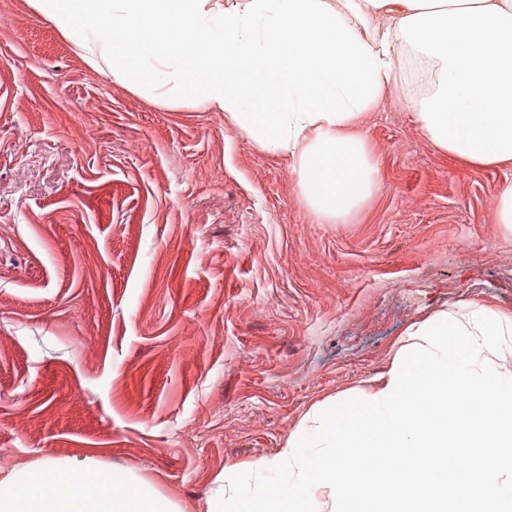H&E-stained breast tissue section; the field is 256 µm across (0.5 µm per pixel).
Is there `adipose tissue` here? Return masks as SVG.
<instances>
[{"mask_svg": "<svg viewBox=\"0 0 512 512\" xmlns=\"http://www.w3.org/2000/svg\"><path fill=\"white\" fill-rule=\"evenodd\" d=\"M91 68L190 97L291 162L317 222L380 185L357 127L397 93L424 137L477 167L512 162V0H29ZM0 512H184L148 478L44 457L0 478Z\"/></svg>", "mask_w": 512, "mask_h": 512, "instance_id": "adipose-tissue-1", "label": "adipose tissue"}]
</instances>
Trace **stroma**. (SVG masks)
Wrapping results in <instances>:
<instances>
[{
  "label": "stroma",
  "mask_w": 512,
  "mask_h": 512,
  "mask_svg": "<svg viewBox=\"0 0 512 512\" xmlns=\"http://www.w3.org/2000/svg\"><path fill=\"white\" fill-rule=\"evenodd\" d=\"M360 130L380 190L317 223L223 112L95 72L0 0V475L91 456L206 512L226 466L386 371L411 323L512 311V172L439 151L392 95ZM498 224H507L512 228V180L508 179L497 192Z\"/></svg>",
  "instance_id": "35a3bbf8"
}]
</instances>
